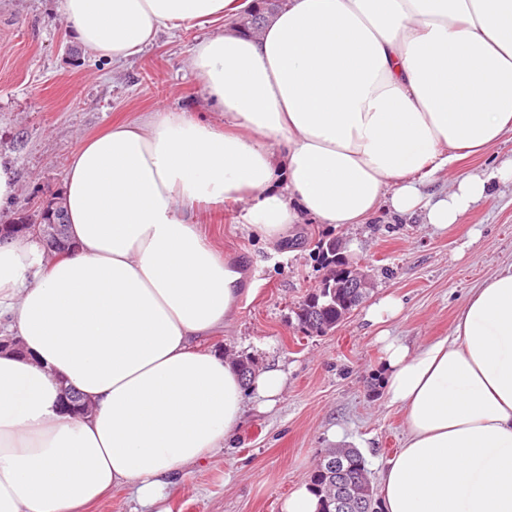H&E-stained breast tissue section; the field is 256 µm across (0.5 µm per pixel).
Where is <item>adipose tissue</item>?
I'll return each mask as SVG.
<instances>
[{"label": "adipose tissue", "mask_w": 512, "mask_h": 512, "mask_svg": "<svg viewBox=\"0 0 512 512\" xmlns=\"http://www.w3.org/2000/svg\"><path fill=\"white\" fill-rule=\"evenodd\" d=\"M76 40L119 64L161 30L236 15L242 0H59ZM191 69L223 127L159 107L84 140L63 185L73 252L44 262L0 244V512H83L131 490L146 512L231 442L287 375L242 382L196 343L230 322L242 267L194 207L245 204L263 240L308 216L342 227L380 208L457 224L512 163L425 194L424 179L512 133V0H286L254 34L199 42ZM377 325L402 446L380 473L383 512H512V264L471 289L450 335L412 346ZM72 387L93 411L64 408Z\"/></svg>", "instance_id": "obj_1"}]
</instances>
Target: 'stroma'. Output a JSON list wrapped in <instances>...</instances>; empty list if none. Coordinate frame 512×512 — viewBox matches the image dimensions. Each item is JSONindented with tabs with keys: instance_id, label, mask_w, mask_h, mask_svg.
<instances>
[{
	"instance_id": "obj_1",
	"label": "stroma",
	"mask_w": 512,
	"mask_h": 512,
	"mask_svg": "<svg viewBox=\"0 0 512 512\" xmlns=\"http://www.w3.org/2000/svg\"><path fill=\"white\" fill-rule=\"evenodd\" d=\"M214 29L192 22L161 31L141 54L120 65L86 55L59 12V0H0V159L17 178L13 208L0 225L37 214L60 193L67 162L85 137L113 122L164 106L223 127L193 74V47ZM201 228L229 259L245 264L251 292L235 321L203 341L224 356L256 366L280 363L287 386L270 410L248 411L230 447L218 449L171 486L168 512H280V502L309 480L333 445L358 448L378 474L403 438V419L387 407L369 306L391 296L400 314L385 328L418 345L450 332L468 291L512 263V185H502L445 231L421 214L382 209L369 222L336 228L303 218L283 244L246 230L243 206L202 204ZM342 239L346 254L371 277V291L328 336H310L294 311L324 273L319 241ZM342 428L333 441L334 428Z\"/></svg>"
}]
</instances>
